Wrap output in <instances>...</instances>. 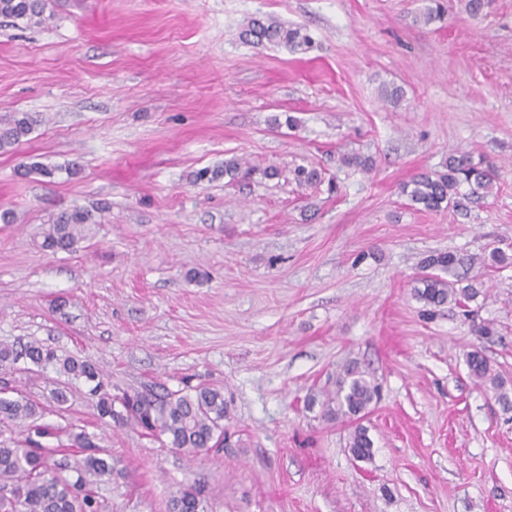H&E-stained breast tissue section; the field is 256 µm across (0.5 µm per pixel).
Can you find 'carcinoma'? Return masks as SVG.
Masks as SVG:
<instances>
[{
  "instance_id": "obj_1",
  "label": "carcinoma",
  "mask_w": 512,
  "mask_h": 512,
  "mask_svg": "<svg viewBox=\"0 0 512 512\" xmlns=\"http://www.w3.org/2000/svg\"><path fill=\"white\" fill-rule=\"evenodd\" d=\"M46 0H0V16L23 24H42L46 21ZM242 40L262 45H284L289 50L304 51L311 47V37L298 27H287L272 19L253 18L240 33ZM35 120L26 112H14L0 117V151L6 152L19 144L32 131ZM246 175L242 161L232 157L224 166L212 171L201 170L196 178L222 175L235 178ZM294 180L300 186L321 181L315 169L298 166ZM496 173L480 154L460 151L448 156L442 169L416 174L404 184L403 193L411 205L420 210L439 211L450 208L466 218L482 208L494 193ZM105 208L76 207L52 216L42 232L40 248L46 251L71 250L83 239L91 224L102 223ZM476 264L495 268L512 265V255L496 247L483 256L458 252L430 254L420 262L427 274L417 280L416 298L427 307V313L453 302L466 306L482 294L477 281L459 275ZM458 276L456 286L441 273ZM29 363L44 372L48 369L67 378V384L51 389V400L59 409L68 402V385L82 381L89 385V395L95 399L100 418L116 419L139 428L145 434L168 439L171 448L193 455L217 447L224 431L227 406L224 393L212 387H195L186 391L157 394L151 391L112 392V385L103 377L93 361L68 352H61L38 341L0 344V371L11 370L19 362ZM472 378L498 394L504 409H512L507 381L491 368L480 348L466 356ZM378 387L366 380L357 363L350 362L336 380V391L322 402L323 415L328 420L359 419L377 400ZM43 415L41 404L27 398L6 382H0V426L22 427L19 438L0 440V512H104L98 496V484L122 475L112 464V455L101 448L95 437L71 428L49 427L38 423ZM67 436L70 447L78 449L81 458H57L65 444L53 447L52 438ZM351 455L358 461L373 457V441L368 430L357 425L349 440ZM167 512H206L200 492L188 487L173 495Z\"/></svg>"
}]
</instances>
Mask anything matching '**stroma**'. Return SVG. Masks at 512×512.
<instances>
[{
	"label": "stroma",
	"instance_id": "35a3bbf8",
	"mask_svg": "<svg viewBox=\"0 0 512 512\" xmlns=\"http://www.w3.org/2000/svg\"><path fill=\"white\" fill-rule=\"evenodd\" d=\"M53 3L42 25L0 17V116L36 121L0 151V343L88 357L122 389L214 387L229 409L225 446L193 456L100 418L83 384L57 409L54 373L16 367L44 423L123 469L105 512H166L189 486L208 512H512V410L466 366L479 347L512 381V267L474 268L465 311L427 317L413 292L430 253H512V0L477 17L443 0L428 25L427 0ZM254 17L311 48L242 41ZM464 149L496 168L486 205L411 207L403 183ZM354 152L372 170L340 165ZM231 157L246 179L194 182ZM299 165L325 184L298 187ZM99 203L75 249L39 248L51 215ZM352 361L380 388L368 462L349 420L306 405Z\"/></svg>",
	"mask_w": 512,
	"mask_h": 512
}]
</instances>
